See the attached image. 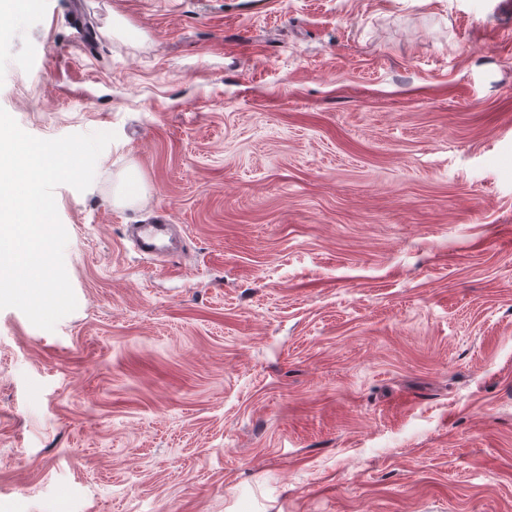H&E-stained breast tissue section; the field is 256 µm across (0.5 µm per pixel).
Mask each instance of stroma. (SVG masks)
Returning <instances> with one entry per match:
<instances>
[{"instance_id":"35a3bbf8","label":"stroma","mask_w":512,"mask_h":512,"mask_svg":"<svg viewBox=\"0 0 512 512\" xmlns=\"http://www.w3.org/2000/svg\"><path fill=\"white\" fill-rule=\"evenodd\" d=\"M71 2L0 0V108L117 134L76 310H0V512H512V0ZM143 199V186L133 175H119L112 184V202L120 208L134 207ZM169 224H135L129 229L134 246L141 252L151 254L156 252L158 240Z\"/></svg>"}]
</instances>
